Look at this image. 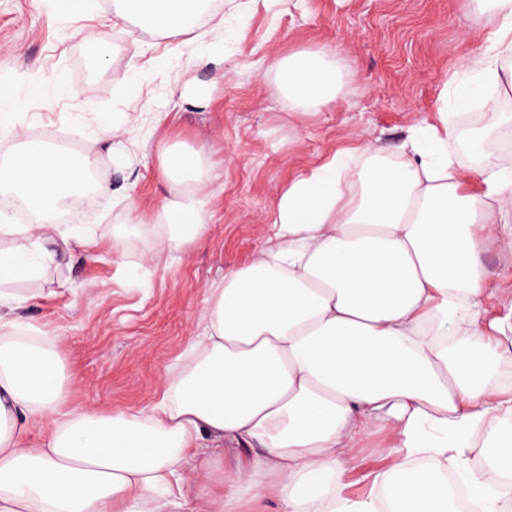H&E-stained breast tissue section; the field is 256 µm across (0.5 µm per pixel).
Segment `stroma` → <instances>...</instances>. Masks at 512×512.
<instances>
[{"label": "stroma", "mask_w": 512, "mask_h": 512, "mask_svg": "<svg viewBox=\"0 0 512 512\" xmlns=\"http://www.w3.org/2000/svg\"><path fill=\"white\" fill-rule=\"evenodd\" d=\"M221 10L179 34L121 21L113 0H89L88 14L57 16L47 0H0V165L16 131L27 140L75 134L73 154L99 172L107 196L78 219L96 232L98 258L71 243L59 266L27 282L35 300L20 311L49 337L65 373L62 406L147 413L160 380L179 366L209 288L276 242L277 201L288 183L348 154L361 168L368 145L399 161L414 126L454 114L448 154L458 173L473 165L464 129L512 114V90L481 106L443 99L483 55L492 27L472 0H222ZM223 23L226 37L210 33ZM325 52L340 72L336 100L300 109L274 90L277 61ZM208 62H199L200 54ZM126 150L109 151L102 125ZM177 146L200 155L209 232L203 246L163 250L165 202L188 193L166 178L162 156ZM141 233H130L133 219ZM386 431L353 449L344 492L367 493L387 463Z\"/></svg>", "instance_id": "35a3bbf8"}]
</instances>
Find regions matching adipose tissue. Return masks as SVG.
I'll return each mask as SVG.
<instances>
[{"instance_id":"adipose-tissue-1","label":"adipose tissue","mask_w":512,"mask_h":512,"mask_svg":"<svg viewBox=\"0 0 512 512\" xmlns=\"http://www.w3.org/2000/svg\"><path fill=\"white\" fill-rule=\"evenodd\" d=\"M210 0H115L116 16L150 31L177 33ZM497 29L470 78L512 85V0H482ZM338 72L324 53L281 62L276 93L292 105L326 106ZM438 134L414 127L395 163L369 151L353 170L337 153L289 183L275 222L277 242L210 289L185 362L162 380L149 414L66 410L65 382L45 337L25 336L16 283L57 262L53 219L84 186L87 169L64 146L20 143L0 173V190L23 199L30 224H0V512H241L262 496L277 512H453L448 469L465 449L491 453L468 470L478 512H506L512 480V390L498 381L512 348V290L505 315H488L494 293L482 244L512 252V175L475 170L474 189ZM209 214L200 196L168 199L165 248L202 243ZM46 427L43 447L27 430ZM387 429L395 448L362 497L338 483L351 450ZM248 454L222 483L196 492L203 437Z\"/></svg>"}]
</instances>
